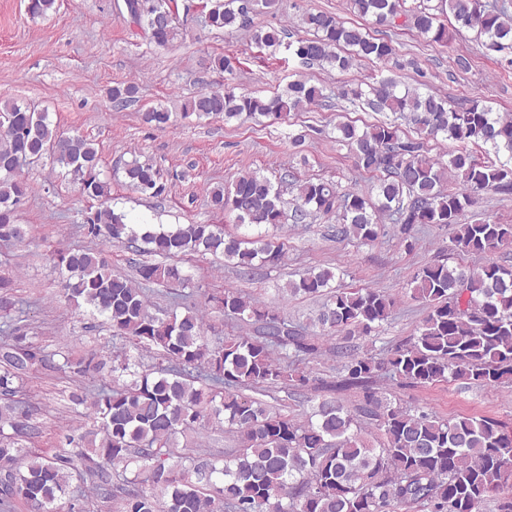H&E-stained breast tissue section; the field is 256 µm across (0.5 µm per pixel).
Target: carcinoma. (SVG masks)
Segmentation results:
<instances>
[{
    "label": "carcinoma",
    "instance_id": "carcinoma-1",
    "mask_svg": "<svg viewBox=\"0 0 512 512\" xmlns=\"http://www.w3.org/2000/svg\"><path fill=\"white\" fill-rule=\"evenodd\" d=\"M277 0H210L204 24L233 32L252 27L260 8ZM130 22L150 42L172 47L182 37L179 12L193 5L177 0H124ZM347 8L373 24L405 27L428 41L446 44L461 29H474L492 52L512 54V15L505 5L481 0H347ZM453 23L446 24L441 17ZM301 25L310 38L283 43V31L255 29L260 48H293L306 66L327 65L339 71L361 60H376L391 69L402 67L396 48L386 37L348 27L335 15L308 12ZM136 84L108 89L113 107L137 98ZM336 98L382 115L363 128L340 122L334 141L353 152L357 168L373 174L369 190H338L323 179L282 180L274 184L257 171L241 173L229 187L216 186L209 206L234 215L237 226L259 229L253 236L226 233L215 224H178L164 229L129 224L125 215L99 208L86 216L84 227L104 244L121 243L146 252L158 262H140L136 278L112 273L105 249L61 250L54 263L63 291L76 306L85 305L104 318L112 335L125 338L136 350L155 354L156 375H141L121 387L102 388L92 406L101 416L95 431L66 434L52 453L27 445L38 434L25 402L16 399L23 376L42 366L77 377L97 372L99 356L74 358L61 354L51 364L44 350L30 341L26 327L14 325L9 342L0 347V507L18 499L31 512H53L50 506L67 493L76 459L108 485L109 470L139 462L152 475L154 491L125 480L117 512H395L396 506L425 512H479L492 494L512 480V431L489 416L436 417L419 408H405L377 391L380 374L401 385L426 387L465 380L494 387L512 380V261L494 255L512 245V224L462 222L478 194L488 188L512 191V116L478 101L451 105L431 92L403 86L392 77L343 88ZM329 99L321 84L296 79L280 92L264 97L235 92L204 91L184 101L180 116L198 120L222 115L224 121L267 120L277 123ZM172 112L151 107L143 122L163 128ZM408 125L417 133L404 134ZM0 242H22L25 230L15 211L26 195L20 170L26 162L48 156L67 168L86 197L101 201L111 194L109 181L99 177L98 151L82 135L63 136L46 112L0 101ZM442 138L482 145L479 159L461 148L444 165L429 156L427 142ZM126 183L152 197L165 184L150 160L133 157L123 167ZM459 187L445 189L447 176ZM292 199L285 198L286 193ZM293 219L336 218L334 237L359 245L374 243L384 232L387 216L403 241L419 224L453 229L456 264L434 262L412 276L413 297L427 314L416 334L392 347L385 356L358 351L356 340L370 335L391 317L393 298L375 288L333 289L331 268L309 269L286 284L293 295L327 296L312 318L314 331L281 315L264 301L231 289L209 298L224 314L250 329L224 338L211 348L207 326L196 310L163 317L151 311L144 288L149 284H184L190 275L176 261L208 254L224 256L239 273L251 275L264 266H278L285 244L269 233L285 224L288 202ZM9 280L0 278V318L12 320ZM339 338L337 352L343 383L361 389L356 411L334 397L318 403L299 422L268 410L254 394L275 389L296 392L316 388V379L299 362L316 355L322 342ZM241 438V448L224 456V466L202 463L173 451L183 429H204L211 417ZM374 424L384 437L372 448L362 437L359 418ZM73 448H89L93 456ZM206 480L214 495L202 491L192 476Z\"/></svg>",
    "mask_w": 512,
    "mask_h": 512
}]
</instances>
